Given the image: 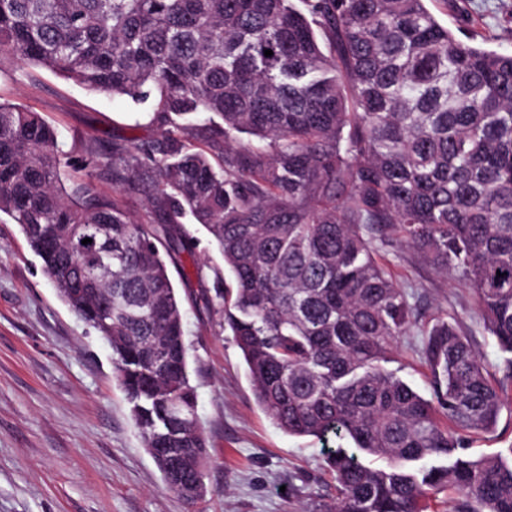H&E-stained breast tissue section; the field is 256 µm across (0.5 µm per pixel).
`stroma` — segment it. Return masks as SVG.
<instances>
[{
	"instance_id": "35a3bbf8",
	"label": "stroma",
	"mask_w": 512,
	"mask_h": 512,
	"mask_svg": "<svg viewBox=\"0 0 512 512\" xmlns=\"http://www.w3.org/2000/svg\"><path fill=\"white\" fill-rule=\"evenodd\" d=\"M427 6L442 25L488 36L489 49L512 54V0ZM0 101L39 112L75 157L92 144L146 149L162 140L148 105L88 91L32 65L0 69ZM92 182L116 192L129 215L148 220L150 182L136 179L117 191L101 177ZM183 228L199 244L171 277L187 308L191 382L208 448L202 499L191 504L166 488L132 422L111 347L60 300L18 226L1 217L0 512H324L335 498L323 443L286 434L257 405L242 355L213 306L223 258L191 218ZM382 261L416 308V326L394 349L391 369L429 394L421 330L447 320L494 379L504 378L505 357L465 285L438 276L404 247ZM466 454H512V402L493 431L467 437Z\"/></svg>"
}]
</instances>
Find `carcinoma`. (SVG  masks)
<instances>
[{
  "label": "carcinoma",
  "mask_w": 512,
  "mask_h": 512,
  "mask_svg": "<svg viewBox=\"0 0 512 512\" xmlns=\"http://www.w3.org/2000/svg\"><path fill=\"white\" fill-rule=\"evenodd\" d=\"M299 2L0 0V68L152 97L165 134L79 161L39 113L0 102V214L111 346L180 497L200 496L207 454L169 271L192 253L189 213L223 257L216 312L258 405L289 435L336 438L328 512H429L444 488L462 496L454 512H512V460L457 455L496 425L507 383L448 322L422 351L431 397L388 369L415 312L379 262L399 244L460 277L512 355V54L462 39L425 0ZM200 113L222 120V165L186 143ZM91 165L115 188L151 178L161 221L129 216Z\"/></svg>",
  "instance_id": "obj_1"
}]
</instances>
